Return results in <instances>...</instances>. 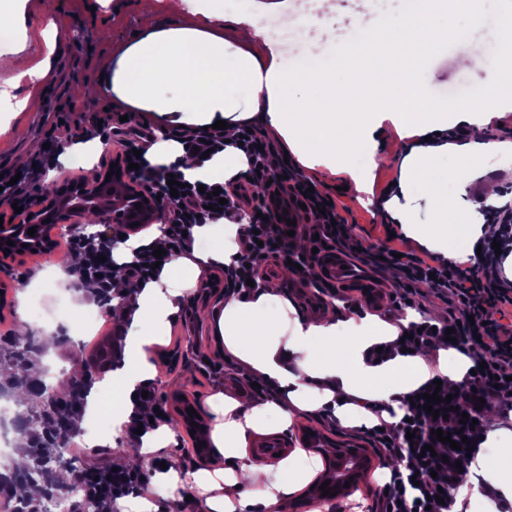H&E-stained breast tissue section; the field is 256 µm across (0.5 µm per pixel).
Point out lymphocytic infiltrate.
<instances>
[{
  "instance_id": "lymphocytic-infiltrate-1",
  "label": "lymphocytic infiltrate",
  "mask_w": 512,
  "mask_h": 512,
  "mask_svg": "<svg viewBox=\"0 0 512 512\" xmlns=\"http://www.w3.org/2000/svg\"><path fill=\"white\" fill-rule=\"evenodd\" d=\"M76 109L72 100L58 101V121L47 135V148L33 155L31 165L25 166L17 183L0 179L1 197L30 208L34 183L44 171L57 166L66 146L80 138L69 122ZM96 116L102 121L103 134L115 137L120 145L121 157L141 151L135 174L162 188L161 204L167 210L171 247L192 246L195 227L232 217L236 210L248 207L257 212L252 223L259 232L257 244L222 269L226 294L250 292L270 259L288 258L309 270L319 265L321 252L330 249L365 271L369 286L364 303L372 310L386 306L399 314L413 307L415 301L430 298L446 306L447 319L438 322L421 317L408 325V339L385 343L380 349L369 348L367 359L372 364L385 362L405 347L420 354L441 345L466 356L470 372L451 383L440 382L439 372H432L429 380L400 396L401 420L384 423L380 428L363 425L356 434L375 457L394 463L384 492L374 501L371 512H448L451 493L465 478L456 464L466 460L467 453L437 441L435 430L449 433L452 441L468 438L470 445L479 447L486 442L493 425V410L499 406L512 408V274L506 268L512 257V201L483 210V219L493 230L492 243L468 260H448L429 249L413 248L408 236L391 224L386 230L394 234L397 245L378 252L365 245L351 225L341 219L333 198L309 192L308 181L284 176L281 167L270 164L277 146L265 137L247 132L242 139L228 143L220 129L198 132L190 125L173 127L168 137L180 145L201 146L218 154L225 147H237L249 164L246 176L219 184L211 181L201 188L187 185L185 194L175 197L167 181L172 178L185 183L179 164H170L163 174L143 156L156 137L154 128L125 126L119 114L102 108ZM213 192L224 198L222 210L208 209V196ZM282 196L295 198L305 206L300 213L302 222L295 225L294 231L296 236L308 238L307 251L291 254L285 248L287 227L279 223L275 208ZM75 247L82 255V262L75 269L77 277L91 283L104 300L112 296L115 273H122L127 282L136 286L153 282L161 274L155 266V251L147 246L133 263L124 265L115 261L110 246L100 242L79 241ZM434 392L441 400L435 405V414L430 415L424 409L423 396ZM480 397L485 400L481 407L476 404ZM465 415L475 419L474 427H462L460 420ZM426 445L433 446L434 455H423ZM81 489L113 508L128 495L146 492L147 485L136 472L116 470L111 464L102 463L88 466Z\"/></svg>"
}]
</instances>
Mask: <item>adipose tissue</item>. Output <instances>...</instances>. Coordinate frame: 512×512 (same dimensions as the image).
I'll return each mask as SVG.
<instances>
[{
  "mask_svg": "<svg viewBox=\"0 0 512 512\" xmlns=\"http://www.w3.org/2000/svg\"><path fill=\"white\" fill-rule=\"evenodd\" d=\"M27 0H0V33L12 40L0 52V119L33 108L37 100L14 90L21 78L41 86L57 72L51 57L26 54L22 25ZM484 0H408L399 17L366 31L339 47L330 58L307 57L289 65L246 51V43L264 37L260 18L279 9L278 0H249L247 9L229 13L243 43L229 51L223 37L196 27L154 29L127 45L112 61L104 90L115 110L129 107L160 115H177L191 125L228 121L224 134L234 138L241 121L261 123L284 139L303 164L319 159L330 173L349 175L355 192L370 190V174L380 162L401 157L404 183L417 184L432 202L436 217L430 236L446 241L447 258L472 250L479 235L477 206L468 216L449 217L450 171L436 168L440 157H452L463 168L473 160L505 151L504 143L484 140L482 129L501 113L500 71H490L483 87L465 99L436 104L421 98L418 72L422 61L448 41V10L462 8L479 15ZM393 115L409 142H389L372 104ZM464 127L459 142L434 140L449 123ZM151 165L179 162L190 179L231 178L247 170L246 157L234 148L203 161L184 155L180 145L157 139L146 153ZM195 244L177 255L157 281L145 287L115 278L106 314L131 322L136 332L125 350L123 365L112 373L117 401L115 425H123L136 409L133 396L155 368L148 350L180 310L184 296L211 267L231 263L250 247L245 222L225 221L195 228ZM228 358L248 377L280 391L277 400L259 404L224 393L215 394L211 439L230 467L201 468L194 481L206 497L209 512H236L250 505L264 512L285 508L294 491L317 476L312 465L292 480L282 459L271 467L251 462L242 453L257 434L286 430L299 418L332 409L342 426L359 425L364 403L390 404L424 382L425 355L396 356L370 364L367 349L400 336L399 325L367 316L339 320L302 317L273 290L258 287L242 297H227L221 315L211 320Z\"/></svg>",
  "mask_w": 512,
  "mask_h": 512,
  "instance_id": "1",
  "label": "adipose tissue"
}]
</instances>
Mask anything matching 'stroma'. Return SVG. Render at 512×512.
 Returning a JSON list of instances; mask_svg holds the SVG:
<instances>
[{
  "label": "stroma",
  "instance_id": "35a3bbf8",
  "mask_svg": "<svg viewBox=\"0 0 512 512\" xmlns=\"http://www.w3.org/2000/svg\"><path fill=\"white\" fill-rule=\"evenodd\" d=\"M151 14H143L140 0H111L110 4H99L98 0H28L24 13V27L29 36V48L33 57H41L44 46L38 38L47 24H55L60 35L57 65L61 80L51 86L30 89L21 83L18 96L35 93L43 109L39 112H18L10 121L7 130L0 132V169L14 167L18 156L27 153L30 143L42 141L53 115L51 109L61 90H69L84 109L74 116L81 124L84 136L93 139L100 131L92 121V111L102 101L99 91L102 79L111 74L112 58L125 45L135 41L137 35L145 34L153 26L179 23L217 33L227 42H234L235 31L224 24V14L232 9H241L245 0H187L180 14L168 9L169 0H152ZM406 8L405 0H339L338 10L323 8L322 16L305 22L302 33L290 49L278 43L255 40L252 52L273 56L284 62H292L306 55L324 56L330 51L324 39L325 29L336 32L337 45L349 43L360 32L382 25L386 20L398 17ZM506 20L502 0H487L481 15L470 19L460 11H452L449 23L458 32L449 36L446 45L434 50L421 65L419 92L436 102H450L467 96L473 89L481 87L489 70L507 66V57L495 34ZM485 169L483 177L470 181L466 194L449 189L448 202L456 211H464L476 202L486 181L496 182L500 191L512 194V155L481 160ZM302 175L317 183L320 193L326 194L343 206L348 223L353 224L355 234L366 239L374 249L388 244L383 225L387 215L380 206L382 198L392 199L396 209L408 213L411 224L405 233L412 246H419L415 229L433 223L434 213L430 202L424 199L415 187L399 190L397 183L401 174L400 160L380 163L371 177V191L358 194L350 191V179L346 174L332 175L326 182H318L315 171L302 168ZM57 246L51 253H37L21 261L9 263L7 272H0V331L15 327L26 321L40 325L63 322L73 312L66 295L61 294V281L56 274L69 255L67 235L56 238ZM262 285L272 287L284 298L295 302L300 314L325 317L324 309L318 308V297L314 287H303L300 278L282 263L266 265L261 279ZM33 289L40 305L39 310L23 309L19 306L21 287ZM224 293L211 288L196 287L182 303L177 318L169 330L150 349V361L157 377L154 386L168 409H175V397L186 396L195 407L203 423H211L209 400L219 392L236 397L240 391L229 378L233 363L224 358V347L214 337L210 321L201 313L202 307L220 309L224 306ZM111 318H99L95 330L83 341L65 337L59 340L51 353L52 364L65 371H73L80 361L89 360L90 348L103 347L111 350L109 329ZM179 350L177 361H166L171 350ZM313 431L321 435L325 446L341 443L328 419L306 417L299 423L279 433L258 435L252 445L278 442L299 448L304 432ZM186 429L175 432L176 441L162 450L169 469L176 471L181 488L176 495H169L163 487L153 484L158 473L152 457H145L138 469L145 480L151 481V492L147 499L157 512H205V498L194 484L193 475L204 467L203 459L183 461L178 443L188 439Z\"/></svg>",
  "mask_w": 512,
  "mask_h": 512
}]
</instances>
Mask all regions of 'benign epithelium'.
<instances>
[{
	"mask_svg": "<svg viewBox=\"0 0 512 512\" xmlns=\"http://www.w3.org/2000/svg\"><path fill=\"white\" fill-rule=\"evenodd\" d=\"M120 176H108L110 170ZM42 200L30 211L32 218L23 224H5L0 229V258L25 256L31 250L52 247V230L65 231L82 237L85 235L87 216H94V224L108 227L121 224L134 232L146 224L160 222V204L156 192L132 175L118 159L104 164L91 180H71L54 177L44 184ZM141 208H135V205ZM36 227L34 235L27 230ZM13 245H7V242ZM10 253H5V250ZM372 466L371 452L356 444L342 443L335 448L330 483L335 485L336 497L347 495L344 485L361 480Z\"/></svg>",
	"mask_w": 512,
	"mask_h": 512,
	"instance_id": "benign-epithelium-1",
	"label": "benign epithelium"
}]
</instances>
